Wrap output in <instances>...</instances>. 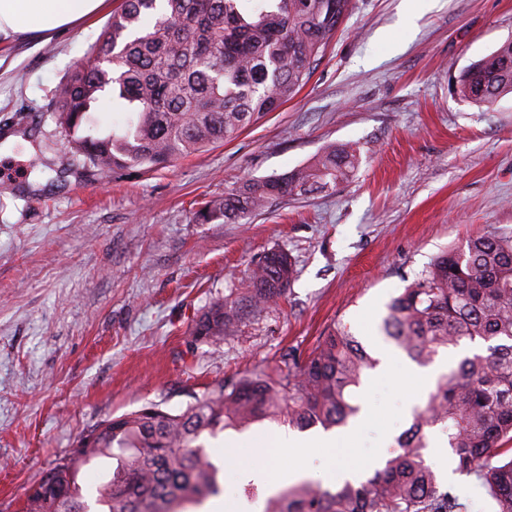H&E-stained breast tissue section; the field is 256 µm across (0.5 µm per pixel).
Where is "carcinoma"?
Masks as SVG:
<instances>
[{
  "instance_id": "obj_1",
  "label": "carcinoma",
  "mask_w": 512,
  "mask_h": 512,
  "mask_svg": "<svg viewBox=\"0 0 512 512\" xmlns=\"http://www.w3.org/2000/svg\"><path fill=\"white\" fill-rule=\"evenodd\" d=\"M351 9L352 0H124L92 54L60 84L57 120L73 152L100 175L167 165L234 139L292 100ZM455 93L482 105L512 93V40L463 70ZM106 94L130 114L119 134L91 120ZM359 160L357 146H328L297 169L246 181L195 220L245 222L274 199L335 188ZM294 277L287 252L265 253L235 286L237 297L212 303L192 335L219 341L243 304L278 300ZM383 331L419 366L464 340L485 351L439 375L398 437L402 452L371 476L333 490L305 480L268 498L266 512H467L427 462L434 428L456 471L477 478L487 512H512V235L489 231L437 256L390 301ZM377 365L337 325L307 356L288 350L271 372L218 380L177 413L149 403L104 419L81 436L79 452L43 473L23 512H92L79 475L103 459L115 466L96 487L102 512H188L222 491L204 435L282 418L299 429L345 426L359 412L365 371Z\"/></svg>"
}]
</instances>
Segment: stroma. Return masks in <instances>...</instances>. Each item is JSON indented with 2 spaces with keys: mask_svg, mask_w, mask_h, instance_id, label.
<instances>
[{
  "mask_svg": "<svg viewBox=\"0 0 512 512\" xmlns=\"http://www.w3.org/2000/svg\"><path fill=\"white\" fill-rule=\"evenodd\" d=\"M108 21L47 43L0 46V130L30 145L0 156L16 178L0 196V512L103 419L162 403L308 354L341 324L376 358L407 364L381 331L392 297L442 251L512 232V94L479 106L453 82L512 39V0H354L306 85L232 141L164 168L102 177L68 144L55 90ZM330 143H356L361 164L328 191L278 199L245 224H199L204 203L250 178L305 165ZM291 255L285 298L245 313L220 345L196 341L195 318L265 252ZM419 380L368 371L356 393L369 420L357 447L308 449V480L337 485L373 471L409 427L401 413ZM285 426L265 421L206 438L224 474L226 512L265 504ZM240 448L225 454L228 439ZM259 489L242 502L241 484Z\"/></svg>",
  "mask_w": 512,
  "mask_h": 512,
  "instance_id": "obj_1",
  "label": "stroma"
}]
</instances>
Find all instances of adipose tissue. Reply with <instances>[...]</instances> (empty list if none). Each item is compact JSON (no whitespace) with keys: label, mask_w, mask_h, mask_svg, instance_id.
Masks as SVG:
<instances>
[{"label":"adipose tissue","mask_w":512,"mask_h":512,"mask_svg":"<svg viewBox=\"0 0 512 512\" xmlns=\"http://www.w3.org/2000/svg\"><path fill=\"white\" fill-rule=\"evenodd\" d=\"M106 0H0V43L82 26Z\"/></svg>","instance_id":"1"}]
</instances>
